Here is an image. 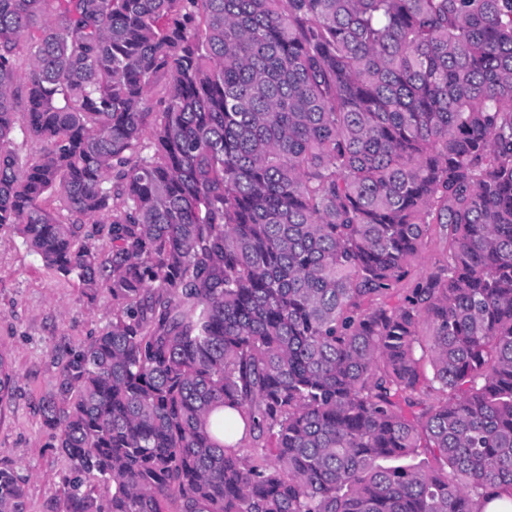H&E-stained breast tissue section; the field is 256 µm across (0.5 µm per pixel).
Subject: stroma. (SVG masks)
Wrapping results in <instances>:
<instances>
[{
  "label": "stroma",
  "mask_w": 512,
  "mask_h": 512,
  "mask_svg": "<svg viewBox=\"0 0 512 512\" xmlns=\"http://www.w3.org/2000/svg\"><path fill=\"white\" fill-rule=\"evenodd\" d=\"M111 321L107 296L88 298L27 251L12 228L0 227V354L19 376L13 394L0 401V467L25 476L28 512H49L71 476L68 462L48 445L40 412L59 370L55 350Z\"/></svg>",
  "instance_id": "obj_1"
}]
</instances>
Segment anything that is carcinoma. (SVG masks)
<instances>
[{"instance_id": "1", "label": "carcinoma", "mask_w": 512, "mask_h": 512, "mask_svg": "<svg viewBox=\"0 0 512 512\" xmlns=\"http://www.w3.org/2000/svg\"><path fill=\"white\" fill-rule=\"evenodd\" d=\"M3 226L112 301L52 512L512 495V0H0ZM446 247L447 243L442 235L434 236L429 242L423 258L414 266L413 277L404 288H411V286H413V282L417 278L428 271L435 261L442 258L443 253L446 251Z\"/></svg>"}]
</instances>
